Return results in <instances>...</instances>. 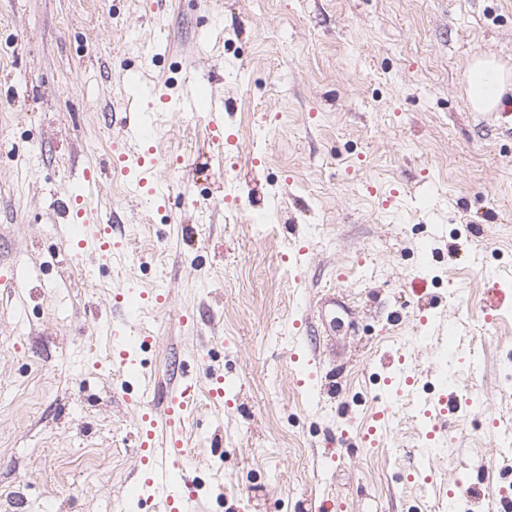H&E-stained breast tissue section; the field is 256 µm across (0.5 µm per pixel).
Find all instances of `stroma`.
<instances>
[{
	"mask_svg": "<svg viewBox=\"0 0 512 512\" xmlns=\"http://www.w3.org/2000/svg\"><path fill=\"white\" fill-rule=\"evenodd\" d=\"M479 56L512 70V0H0V512H139L137 415L96 316L151 288L169 301L138 303L157 335L139 369L163 391L196 378L207 512H477L471 476L511 488L512 87L476 111ZM131 70L184 196L103 180L121 255L93 274L56 195L112 153ZM189 72L201 98L221 86L234 143L176 109ZM452 321L472 342L445 363ZM397 366L436 382L405 400ZM212 373L231 381L219 424ZM442 378L462 405L434 446Z\"/></svg>",
	"mask_w": 512,
	"mask_h": 512,
	"instance_id": "obj_1",
	"label": "stroma"
}]
</instances>
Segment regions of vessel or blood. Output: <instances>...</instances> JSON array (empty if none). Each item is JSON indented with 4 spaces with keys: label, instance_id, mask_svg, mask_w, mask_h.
<instances>
[{
    "label": "vessel or blood",
    "instance_id": "b4317fda",
    "mask_svg": "<svg viewBox=\"0 0 512 512\" xmlns=\"http://www.w3.org/2000/svg\"><path fill=\"white\" fill-rule=\"evenodd\" d=\"M119 126V147L106 170L130 176L135 194L170 198L175 186L164 176L166 156L153 144V133L144 113H121ZM102 173L91 168L82 170L80 180L84 189L77 198L79 208L65 230L68 243L76 245L80 253L107 264L112 260V229L117 218L102 212L93 202ZM98 331L112 339V368L118 376L136 353L155 339L152 327L137 319L126 321L119 328L102 324ZM194 388V381H179L161 399L151 377L143 375L136 382L131 404L139 411L138 448L143 468L131 481L128 495L151 502L154 512H201L196 473L184 462V426L196 411ZM459 404L460 399L453 391L444 390L435 397L434 430L439 436H446L447 419L456 413Z\"/></svg>",
    "mask_w": 512,
    "mask_h": 512
}]
</instances>
